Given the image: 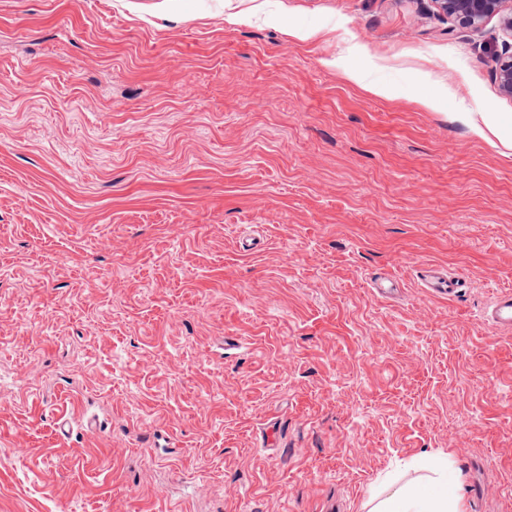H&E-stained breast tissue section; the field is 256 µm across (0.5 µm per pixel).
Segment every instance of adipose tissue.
Returning a JSON list of instances; mask_svg holds the SVG:
<instances>
[{
    "label": "adipose tissue",
    "mask_w": 512,
    "mask_h": 512,
    "mask_svg": "<svg viewBox=\"0 0 512 512\" xmlns=\"http://www.w3.org/2000/svg\"><path fill=\"white\" fill-rule=\"evenodd\" d=\"M427 479L400 484L369 512H464L461 475L444 454L430 455Z\"/></svg>",
    "instance_id": "obj_1"
}]
</instances>
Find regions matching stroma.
I'll return each instance as SVG.
<instances>
[{
  "mask_svg": "<svg viewBox=\"0 0 512 512\" xmlns=\"http://www.w3.org/2000/svg\"><path fill=\"white\" fill-rule=\"evenodd\" d=\"M511 50L434 0H0V512H368L433 453L512 512ZM423 288L433 297L453 299L462 292L464 281L457 275H448L439 268L428 266L421 270ZM487 321L495 328H512V294L500 295L487 315Z\"/></svg>",
  "mask_w": 512,
  "mask_h": 512,
  "instance_id": "35a3bbf8",
  "label": "stroma"
}]
</instances>
